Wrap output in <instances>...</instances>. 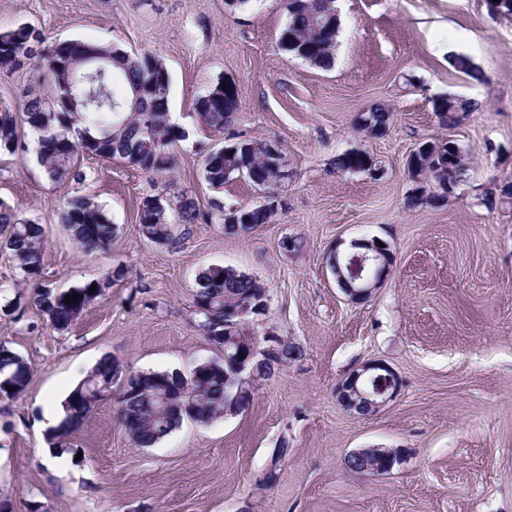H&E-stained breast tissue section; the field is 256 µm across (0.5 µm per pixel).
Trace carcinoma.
I'll return each mask as SVG.
<instances>
[{"label":"carcinoma","mask_w":512,"mask_h":512,"mask_svg":"<svg viewBox=\"0 0 512 512\" xmlns=\"http://www.w3.org/2000/svg\"><path fill=\"white\" fill-rule=\"evenodd\" d=\"M288 22L281 31L280 48L322 69L334 63V52L339 33L333 0H288ZM38 41L40 49L26 55L24 48ZM93 49L112 58V73L102 81L77 83L70 80L72 61L56 55L54 45L45 41L35 27L20 24L0 31V70L23 71L36 67L47 73L50 92L26 91L23 105L14 110L0 106V151L17 153L25 150L21 138L24 128L38 139V161L51 181L64 184L85 179L82 161L86 156L120 160L144 173L160 175L169 169L171 157L168 148L185 137L180 127L171 123L169 106L152 104L150 97L134 104V90L154 80L169 79L164 62L155 54L128 53L119 48L100 45ZM220 97L224 107L209 104V99ZM239 92L229 96L223 83H217L205 95L194 100V111L202 129L221 131L231 123L239 109ZM478 110V104L469 99L444 96L433 101V112L440 127L449 130L461 123L459 113L468 116ZM393 119L392 109L386 104L368 108L362 121L353 128L370 138L383 136ZM76 135L79 146L62 153L57 141ZM365 152L351 151L336 156V170L362 172L371 166ZM276 160L266 142L244 138L238 147L224 153L206 154L204 180L214 189H220L226 176L240 174L262 191L277 188ZM462 174L464 168L457 157L436 160L428 152L411 155L406 161L407 172L424 180L427 188L411 198V205H434L448 201V168ZM173 191L178 223L169 219L168 209L147 208L150 198L139 205L137 220L143 237L162 246L173 247L190 238L192 226L201 216L199 199L166 180L163 191ZM237 222L225 227L229 234L245 235L268 223L271 213L256 205L235 208ZM73 242L81 249H105L112 244L117 228L105 214L94 196L71 194L59 212ZM46 228L35 220L18 218L13 207L0 201V249L5 251L30 288L36 306L48 316L59 332L69 327L100 296L102 286L89 281L66 290H57L44 282ZM259 291V281L253 276L231 267L213 265L202 271L196 280L193 304L200 316L201 328L208 340L220 344L213 335L212 316L224 315V307ZM78 299L66 303L67 296ZM224 364L204 366L197 379L184 388L178 376L168 372H141L134 378L139 390H131L118 398L115 417L125 428L132 444L148 448L169 435L184 421L190 419L208 423L224 416L227 405L242 411L253 397L237 401L229 396L224 384ZM117 362L102 359L88 378L68 397L65 418L54 434L55 446L67 445L68 432L77 426L98 404L97 386L112 381ZM31 377L29 363L22 356L0 345V394L7 399L21 396ZM15 391L10 392L8 388Z\"/></svg>","instance_id":"1"}]
</instances>
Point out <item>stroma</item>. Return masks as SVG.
I'll return each instance as SVG.
<instances>
[{
  "mask_svg": "<svg viewBox=\"0 0 512 512\" xmlns=\"http://www.w3.org/2000/svg\"><path fill=\"white\" fill-rule=\"evenodd\" d=\"M335 61L320 69L277 47L286 0H0V30L29 24L47 42L70 39L151 52L170 75L171 121L189 133L165 176L119 161H84L80 190L95 195L118 231L86 252L58 222L71 188L48 180L34 149L0 152V200L49 229L45 280L104 288L69 331L35 305L4 313L20 274L0 257V343L21 355L26 392L0 399V498L12 512H512V200L485 195L512 183V19L485 0H336ZM468 56L479 78L456 71ZM234 82L240 108L223 132L202 130L193 101ZM454 95L477 112L440 128L432 102ZM388 104L387 134L352 122ZM449 135L468 154L455 198L411 208L405 161L418 143ZM244 136L273 144L288 178L274 213L251 236L228 235L214 205H255L263 192L237 178L212 189L204 148ZM370 153L379 177L339 172L337 154ZM196 195L203 215L171 248L144 238L142 199L163 179ZM302 241L285 253L283 237ZM377 239L393 268L368 300L352 303L327 264L337 240ZM223 265L264 282V327L304 355L262 382L249 407L207 424L183 422L149 448L134 447L106 398L70 431L69 469L44 461L48 395L75 388L106 356L132 372L189 373L222 357L198 328L196 277ZM380 359L402 379L398 395L359 418L336 400L354 366ZM289 452L266 474L280 443ZM397 448L387 473L346 470L358 448Z\"/></svg>",
  "mask_w": 512,
  "mask_h": 512,
  "instance_id": "35a3bbf8",
  "label": "stroma"
}]
</instances>
